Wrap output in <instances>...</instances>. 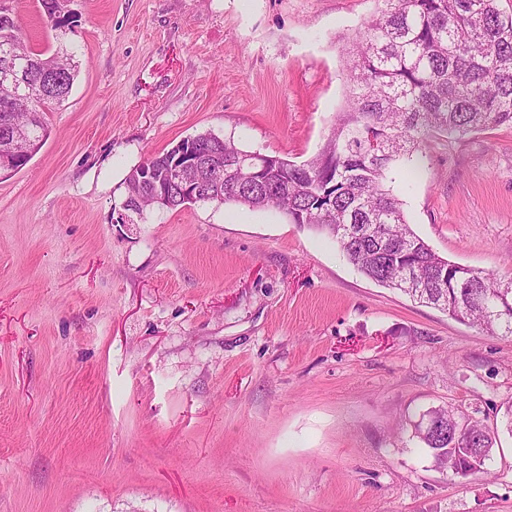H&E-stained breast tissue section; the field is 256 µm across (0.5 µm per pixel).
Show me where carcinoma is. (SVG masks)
<instances>
[{
    "instance_id": "obj_1",
    "label": "carcinoma",
    "mask_w": 512,
    "mask_h": 512,
    "mask_svg": "<svg viewBox=\"0 0 512 512\" xmlns=\"http://www.w3.org/2000/svg\"><path fill=\"white\" fill-rule=\"evenodd\" d=\"M382 2L349 51L346 107L322 151L302 164L270 157L261 181L241 192L231 166L265 154L208 133L196 149L224 160V189L195 203L275 207L290 223L334 239L376 283L492 335L512 336V274L439 255L414 233L386 186L389 171L412 162L436 134L458 139L512 126V14L501 12L498 0ZM41 6L56 37L75 33L78 15L69 0H41ZM77 50L64 43L52 54L34 47L10 11L0 10V71L14 66V83L0 82V144L7 122L42 144L44 110L71 93ZM414 430L434 466L454 474L468 470L470 449L483 448L490 457L496 444L482 424H462L444 408L422 415ZM478 472L484 469L470 474Z\"/></svg>"
}]
</instances>
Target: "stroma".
<instances>
[{
  "instance_id": "obj_1",
  "label": "stroma",
  "mask_w": 512,
  "mask_h": 512,
  "mask_svg": "<svg viewBox=\"0 0 512 512\" xmlns=\"http://www.w3.org/2000/svg\"><path fill=\"white\" fill-rule=\"evenodd\" d=\"M56 49L40 0H11ZM69 97L0 176V512H512V336L366 278L278 209L123 210L130 170L202 132L296 163L346 100L380 0H71ZM414 232L512 272V127L392 169ZM446 406L485 473L413 435ZM430 420L432 428L425 424ZM415 437L425 445L433 459L434 466L441 470L457 472L469 471L470 475L485 473L484 466L492 456L496 437L479 422L460 423L455 414L448 409L435 408L422 415L421 421L414 425ZM471 453L476 464L481 459L482 448L487 458L480 469L470 471L466 466ZM466 476V477H467Z\"/></svg>"
}]
</instances>
